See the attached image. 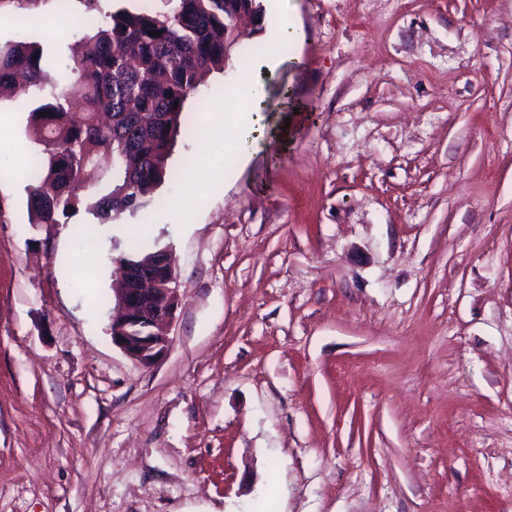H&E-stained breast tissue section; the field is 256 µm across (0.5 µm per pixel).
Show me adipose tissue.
Listing matches in <instances>:
<instances>
[{
	"instance_id": "1",
	"label": "adipose tissue",
	"mask_w": 512,
	"mask_h": 512,
	"mask_svg": "<svg viewBox=\"0 0 512 512\" xmlns=\"http://www.w3.org/2000/svg\"><path fill=\"white\" fill-rule=\"evenodd\" d=\"M265 89L262 82L247 80L244 89V111L233 127L232 134L207 133L206 153L221 152L224 162H238L248 152L270 144L284 146L288 141L286 127L273 128L262 110Z\"/></svg>"
}]
</instances>
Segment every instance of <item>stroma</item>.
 I'll return each mask as SVG.
<instances>
[{
	"label": "stroma",
	"mask_w": 512,
	"mask_h": 512,
	"mask_svg": "<svg viewBox=\"0 0 512 512\" xmlns=\"http://www.w3.org/2000/svg\"><path fill=\"white\" fill-rule=\"evenodd\" d=\"M261 4L302 38L207 77L150 214L29 225V113L0 100V512H512V0ZM120 8L164 2L0 0V42L56 74ZM244 75L287 145L174 213ZM135 235L180 295L150 368L100 302ZM300 33L299 31L295 29H290L287 35H282L277 37L275 34H268L266 35V40L269 43L268 47V53L265 56V59L263 61V65L270 71L276 69L283 61L280 50H279V44L284 40H293L299 38Z\"/></svg>",
	"instance_id": "obj_1"
}]
</instances>
